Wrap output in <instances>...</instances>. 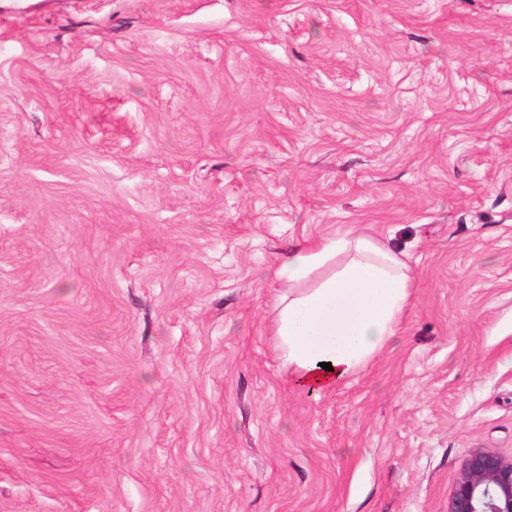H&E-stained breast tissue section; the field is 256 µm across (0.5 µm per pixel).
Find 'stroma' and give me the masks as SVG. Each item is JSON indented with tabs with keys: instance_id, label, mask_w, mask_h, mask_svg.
Masks as SVG:
<instances>
[{
	"instance_id": "1",
	"label": "stroma",
	"mask_w": 512,
	"mask_h": 512,
	"mask_svg": "<svg viewBox=\"0 0 512 512\" xmlns=\"http://www.w3.org/2000/svg\"><path fill=\"white\" fill-rule=\"evenodd\" d=\"M393 342L274 348L305 239ZM512 455V0H0V512H448ZM275 275L288 287L275 318V350L294 386L332 390L397 336L411 278L388 245L353 233L305 239Z\"/></svg>"
}]
</instances>
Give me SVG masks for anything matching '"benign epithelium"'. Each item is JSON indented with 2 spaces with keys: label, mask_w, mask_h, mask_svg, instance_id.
Masks as SVG:
<instances>
[{
  "label": "benign epithelium",
  "mask_w": 512,
  "mask_h": 512,
  "mask_svg": "<svg viewBox=\"0 0 512 512\" xmlns=\"http://www.w3.org/2000/svg\"><path fill=\"white\" fill-rule=\"evenodd\" d=\"M448 512H512V456L492 448L471 449Z\"/></svg>",
  "instance_id": "7a95c632"
}]
</instances>
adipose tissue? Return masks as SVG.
I'll return each instance as SVG.
<instances>
[{
  "label": "adipose tissue",
  "mask_w": 512,
  "mask_h": 512,
  "mask_svg": "<svg viewBox=\"0 0 512 512\" xmlns=\"http://www.w3.org/2000/svg\"><path fill=\"white\" fill-rule=\"evenodd\" d=\"M287 285L275 350L294 386L334 389L397 334L409 296L407 266L388 245L345 233L307 239L275 272Z\"/></svg>",
  "instance_id": "ef3b65f1"
}]
</instances>
